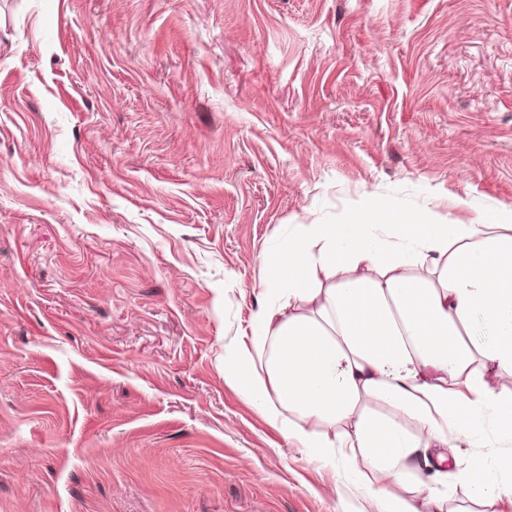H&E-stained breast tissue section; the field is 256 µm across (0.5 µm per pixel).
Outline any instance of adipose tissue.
Wrapping results in <instances>:
<instances>
[{
    "instance_id": "1",
    "label": "adipose tissue",
    "mask_w": 512,
    "mask_h": 512,
    "mask_svg": "<svg viewBox=\"0 0 512 512\" xmlns=\"http://www.w3.org/2000/svg\"><path fill=\"white\" fill-rule=\"evenodd\" d=\"M260 279L251 342L224 363L242 395L314 461L364 457L404 484L384 512L512 502V211L451 224L366 198L333 224H297ZM496 452L448 471L446 447ZM472 506H475L471 504L468 501V498L466 496V492L464 488L461 485L455 484L453 481V478L448 476V503L447 508L449 510H456L461 507L465 508H472L475 509ZM476 507V506H475ZM477 510H485L484 512H512V505L505 502H497L492 507H476Z\"/></svg>"
}]
</instances>
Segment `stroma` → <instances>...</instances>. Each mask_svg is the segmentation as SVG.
Masks as SVG:
<instances>
[{
	"mask_svg": "<svg viewBox=\"0 0 512 512\" xmlns=\"http://www.w3.org/2000/svg\"><path fill=\"white\" fill-rule=\"evenodd\" d=\"M512 209V0H0V512H381L224 376L293 224Z\"/></svg>",
	"mask_w": 512,
	"mask_h": 512,
	"instance_id": "35a3bbf8",
	"label": "stroma"
}]
</instances>
